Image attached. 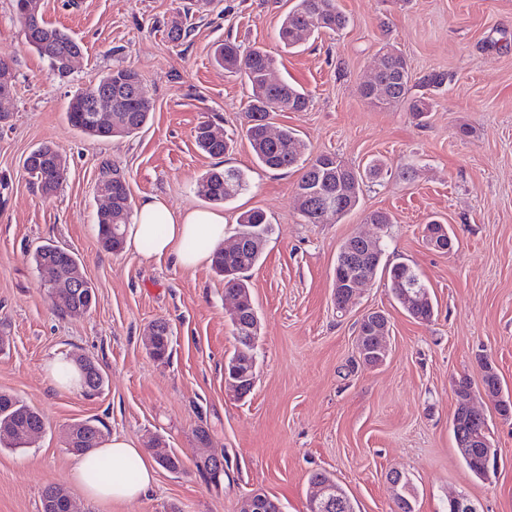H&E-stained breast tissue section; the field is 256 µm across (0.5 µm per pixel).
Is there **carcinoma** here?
<instances>
[{"mask_svg": "<svg viewBox=\"0 0 512 512\" xmlns=\"http://www.w3.org/2000/svg\"><path fill=\"white\" fill-rule=\"evenodd\" d=\"M16 14L19 22L30 32L28 44L49 63H54L56 55L62 52H81L80 44L71 35L48 24L42 17H26L19 8L16 9ZM348 24L349 18L340 9L337 0H296V4L280 24L278 37L284 45L293 47L297 44L296 34L299 31L306 30L311 35L330 32L337 34ZM381 57L384 59V69L378 74V90L374 92L362 85L359 88L361 96L375 107L403 106L414 118L425 117L430 111V98L424 93H412L408 66L403 54L386 45L382 48ZM215 61L231 73L244 75L247 80L250 96L245 136L255 161L269 170L300 172L295 193L299 212L305 223L338 222L356 206L363 177L378 176L383 164L375 161L362 172L348 166L334 154H320L308 158L307 145L299 138L296 130L288 127L280 129L276 139H268L266 128L269 126L270 113L303 112L308 108L309 95L286 80L275 83L267 81L266 72L275 65V60L263 50L255 49L243 55L234 42L226 40L216 51ZM122 76L133 80V83H119L117 78ZM109 82L112 83V109L115 110L113 116L118 121L113 136L133 137L147 124L152 112L150 98H143L140 94L143 87L140 75L130 67H117L102 76L88 91H99ZM66 117L69 124L79 132L92 138L106 139V135L90 127L89 113L80 111L71 103L67 105ZM210 125L211 122L205 121L197 126L195 141L203 152L220 158L229 152L231 139L224 135L212 136L209 132ZM56 155L57 150L49 145L40 146L27 155L32 160L27 173L46 196L54 194L64 181L62 176L51 181L41 178L42 171L50 169V165L54 164ZM101 183L110 185L112 209L96 214L98 241L104 250L117 253L124 248L125 226L130 223L132 216L133 204L127 203L131 193L125 176L116 169L105 176ZM246 187V177L241 170L232 167L212 169L201 177L197 184V194L213 204H222ZM270 231L271 225L263 211L249 210L242 213L235 231V237L240 239L242 247L234 253L221 249L216 252L212 261L213 270L224 278V291L243 298L240 320L246 325L252 324L255 307L245 273L259 263ZM347 247L367 253L370 258V278L374 279L378 273H384L393 297L410 317L421 321L433 318L434 303L431 294L410 265L404 262L381 265L383 249L379 238L374 242L347 239L339 250L334 275L341 273V261ZM33 262L42 281L47 283L64 268L78 265V258L68 249L46 243L35 249ZM410 279L416 282V291L421 293V298L407 304L401 299V293ZM91 294L93 288L90 285L75 290L57 309L65 315H81L88 307L87 297ZM152 327L156 328L157 340L151 357L164 363L170 359L172 353V329L165 320L154 321ZM233 335L235 346L228 361H256V347L248 345L236 327L233 328ZM43 426L44 418L37 410L10 393L0 392L1 448L19 447L23 436L16 428ZM487 426V421L462 413V405H457L452 418L456 448L466 468L479 480L489 478V466L481 461L480 454L466 449L465 439ZM77 430L80 440L76 447L83 452L98 447L102 442V430L93 419L82 421ZM195 436L198 443L196 467L209 483L218 487L224 483V477H216L211 466L213 454L208 452V431L200 427L195 431Z\"/></svg>", "mask_w": 512, "mask_h": 512, "instance_id": "carcinoma-1", "label": "carcinoma"}]
</instances>
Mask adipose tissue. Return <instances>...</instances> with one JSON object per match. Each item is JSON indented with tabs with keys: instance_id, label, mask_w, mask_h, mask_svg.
Masks as SVG:
<instances>
[{
	"instance_id": "1",
	"label": "adipose tissue",
	"mask_w": 512,
	"mask_h": 512,
	"mask_svg": "<svg viewBox=\"0 0 512 512\" xmlns=\"http://www.w3.org/2000/svg\"><path fill=\"white\" fill-rule=\"evenodd\" d=\"M125 242L147 259H164L179 268L210 262L224 244V216L213 210L175 212L157 196L139 204ZM72 478L85 496L98 502H132L148 495L156 469L145 449L115 436L76 456Z\"/></svg>"
}]
</instances>
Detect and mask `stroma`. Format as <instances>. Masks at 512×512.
Wrapping results in <instances>:
<instances>
[{"label": "stroma", "mask_w": 512, "mask_h": 512, "mask_svg": "<svg viewBox=\"0 0 512 512\" xmlns=\"http://www.w3.org/2000/svg\"><path fill=\"white\" fill-rule=\"evenodd\" d=\"M295 2L43 0L44 20L83 46L62 76L27 45L14 0H0V58L15 87L12 119L0 126V392L46 421L41 436L0 448V512H41L50 485L83 512H239L256 491L283 512H306L316 472L331 474L356 512H394L388 477L395 471L412 482L414 512H446L457 494L476 512H512V417L499 415L497 398L476 396L497 450L485 481L462 463L452 433L455 384L466 377L480 385L481 360L512 397V0H338L350 19L345 30L288 49L277 31ZM176 18L189 29L178 43L168 37ZM227 39L244 54L266 50L275 79L309 92L305 111L271 114L273 129H295L312 157L387 165L365 180L357 208L339 222L304 223L298 173L256 164L242 134L248 87L213 58ZM386 44L404 54L413 83L445 78L428 89L433 108L423 122L403 107L373 108L359 93ZM126 66L140 73L153 101L144 129L106 141L73 129L69 100ZM204 121L233 138L232 152L215 158L197 147ZM43 144L67 163L48 198L23 169ZM107 167L125 175L134 201L158 196L176 211L206 208L196 183L209 169L244 172L247 189L221 207L225 240L244 211L263 210L272 224L249 273L260 329L246 397L224 389L233 299L210 265L182 269L100 247L95 217L105 204L98 185ZM375 210L394 218L382 235L385 260L416 270L435 304L432 321L411 318L380 277L337 312L339 248L352 236L379 233L365 220ZM432 219L454 235L452 251L428 246L423 228ZM48 242L78 256L95 292L88 313L58 314L32 259ZM373 310L390 324L389 355L378 367L359 362L355 349L357 324ZM160 318L173 328L165 363L143 346ZM57 355L92 358L104 375L99 394L52 383L44 366ZM85 419L140 448L162 438L182 459L181 471L158 469L152 492L132 503L88 500L71 480L75 456L64 436L67 425ZM201 426L224 458L218 488L196 467Z\"/></svg>", "instance_id": "35a3bbf8"}]
</instances>
